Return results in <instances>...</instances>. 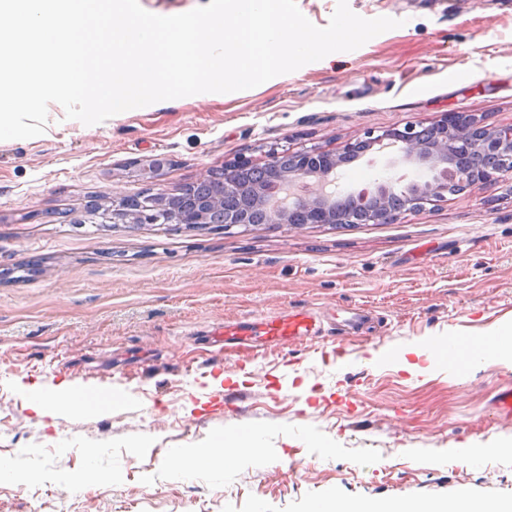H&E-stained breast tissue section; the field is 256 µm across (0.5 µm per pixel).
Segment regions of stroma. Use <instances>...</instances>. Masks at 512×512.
I'll return each mask as SVG.
<instances>
[{
  "label": "stroma",
  "mask_w": 512,
  "mask_h": 512,
  "mask_svg": "<svg viewBox=\"0 0 512 512\" xmlns=\"http://www.w3.org/2000/svg\"><path fill=\"white\" fill-rule=\"evenodd\" d=\"M402 20L249 90L203 93L0 141V512H312L459 497L512 501V384L494 353L464 370L436 348L512 327V182L397 224L95 223L91 204L151 196L274 147L337 150L369 130L470 112L512 125V0H348ZM394 149L341 187L430 177ZM167 158L159 181L136 161ZM290 311L316 333L219 349V324ZM69 381L112 409L46 420L24 388ZM261 454L172 464L240 428ZM62 474L73 484H59Z\"/></svg>",
  "instance_id": "35a3bbf8"
}]
</instances>
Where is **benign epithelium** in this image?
Listing matches in <instances>:
<instances>
[{"instance_id":"benign-epithelium-1","label":"benign epithelium","mask_w":512,"mask_h":512,"mask_svg":"<svg viewBox=\"0 0 512 512\" xmlns=\"http://www.w3.org/2000/svg\"><path fill=\"white\" fill-rule=\"evenodd\" d=\"M398 148L402 161L425 166L431 179L402 189L385 181L373 188L340 186L336 169L363 157L373 147ZM512 177V126L492 127L473 113L452 112L425 124L408 123L376 135L345 142L337 151L319 148L268 152L259 166L248 157L209 171L198 184L217 181V193L193 197L171 211L169 223L196 227L221 213L224 230L260 224H396L424 205L442 201L479 185L491 187ZM316 178V187L307 182ZM159 206L151 199L122 197L112 208L98 204L90 215L102 222L120 218L132 224H160Z\"/></svg>"}]
</instances>
